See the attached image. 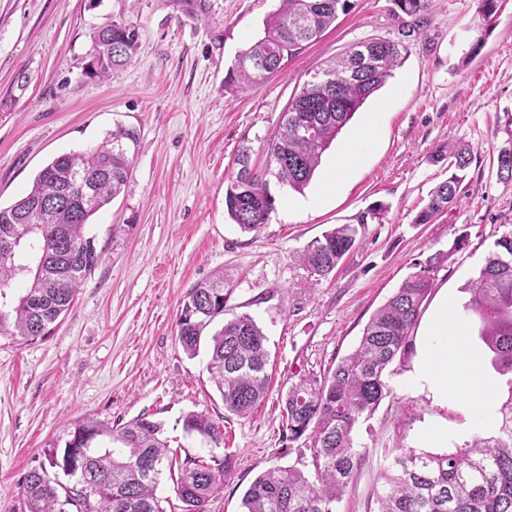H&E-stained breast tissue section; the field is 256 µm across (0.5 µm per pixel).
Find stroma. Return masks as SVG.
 I'll list each match as a JSON object with an SVG mask.
<instances>
[{"mask_svg":"<svg viewBox=\"0 0 512 512\" xmlns=\"http://www.w3.org/2000/svg\"><path fill=\"white\" fill-rule=\"evenodd\" d=\"M315 43L276 75L243 93L225 88L237 55L264 35L281 0H0V205L25 195L54 157L90 150L122 125L135 129L124 191L92 218L88 233L102 261L72 310L44 338L0 335V512H26L23 480L64 448L87 420L117 426L140 416L161 422L171 448L192 457L234 454L236 467L206 512H242L244 491L279 455L283 396L299 371L323 372L358 344L374 311L436 253L446 257L425 302L455 299L468 345L488 383L491 419L456 396L435 401L402 387L415 360L394 364L392 393L356 431L365 461L337 512H369L393 448L445 453L493 435L512 377L500 375L469 309L471 280L502 233L512 229V181L493 158L512 138V0L482 17L481 0H433L428 21L386 84L343 128L304 192L278 183L276 208L258 231L244 232L224 211V187L241 143L263 162L289 100L310 75L358 41L394 39L393 0H355ZM112 20L139 33L131 61L101 80L88 72L94 28ZM385 105L382 123L345 183L314 203L337 154ZM469 146L460 202L433 223L415 218L448 179L436 148ZM337 224L357 226L353 250L331 274L297 260ZM224 276V319L247 314L270 351V391L246 419L224 409L207 368L208 352L187 357L176 320L188 292ZM207 414L224 433L214 449L183 430L189 412ZM436 423L447 439L425 437Z\"/></svg>","mask_w":512,"mask_h":512,"instance_id":"35a3bbf8","label":"stroma"}]
</instances>
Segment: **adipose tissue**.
Here are the masks:
<instances>
[{"label": "adipose tissue", "mask_w": 512, "mask_h": 512, "mask_svg": "<svg viewBox=\"0 0 512 512\" xmlns=\"http://www.w3.org/2000/svg\"><path fill=\"white\" fill-rule=\"evenodd\" d=\"M382 112L369 113L363 128L339 153L323 184L332 191L343 182L348 170L357 164L363 150L375 136ZM467 336L468 330L457 314L454 301L441 299L429 319L426 334L430 341L420 353L409 379L410 385L426 388L436 401H447L449 393H457L486 403V391L477 369V360L464 345L449 349V334Z\"/></svg>", "instance_id": "1"}]
</instances>
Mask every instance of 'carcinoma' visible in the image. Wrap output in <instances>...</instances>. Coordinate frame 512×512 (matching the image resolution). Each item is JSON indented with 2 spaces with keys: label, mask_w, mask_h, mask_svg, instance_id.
Wrapping results in <instances>:
<instances>
[{
  "label": "carcinoma",
  "mask_w": 512,
  "mask_h": 512,
  "mask_svg": "<svg viewBox=\"0 0 512 512\" xmlns=\"http://www.w3.org/2000/svg\"><path fill=\"white\" fill-rule=\"evenodd\" d=\"M409 17L407 35L421 30L431 0H394ZM354 9L353 0H282L265 24V35L238 55L226 86L243 89L278 73L284 62L322 36L339 15ZM136 29L112 20L93 32L92 47L100 57L92 74L106 78L125 65L136 48ZM363 41L369 65L356 76L340 77L343 58L317 72L289 100L277 133L264 146L265 164H252V148L239 147L226 180L224 205L229 219L243 231L267 222L276 199L267 176L301 193L311 182L323 153L363 103L392 77L408 46ZM135 129L118 125L91 151L55 157L36 175L29 192L0 206V288L24 272L30 286L9 315L0 310V334L24 339L50 333L51 325L71 308L82 282L99 263L94 238L86 236L90 218L110 204L125 187L131 149L138 147ZM435 159L448 160L456 173L436 185L416 223L428 224L457 200L472 155L460 144L438 148ZM80 167L93 192L64 197L71 169ZM499 178L512 180V140L496 156ZM357 228L341 224L311 241L299 256L315 273L332 272L355 245ZM34 250L33 264H15L18 248ZM495 250L471 284V310L479 316V336L493 354L501 374H512V232L494 242ZM445 257H429L407 277L370 317L358 346L327 371L308 372L288 381L284 394L281 453L297 452L298 465L271 466L255 478L242 498L244 512H337L338 503L363 460L355 448L354 430L373 415L390 394V367L409 353V337L431 293ZM224 314V275L197 284L187 295L176 321L177 339L185 354L198 355L204 330ZM267 338L248 315L224 323L211 336L209 369L224 409L247 419L270 389ZM494 436L477 437L453 452L437 454L411 446L396 449L374 490L375 512H512V397L501 408ZM183 429L218 448L224 432L196 412L183 416ZM162 424L140 416L112 427L88 421L78 425L63 453L53 448L47 463L24 478L27 512H164L156 496L160 475L175 476L176 493L185 512H206L210 497L224 486L235 466L234 456L210 461L168 456ZM66 475L80 473V488L60 496L57 479L47 468Z\"/></svg>",
  "instance_id": "carcinoma-1"
}]
</instances>
